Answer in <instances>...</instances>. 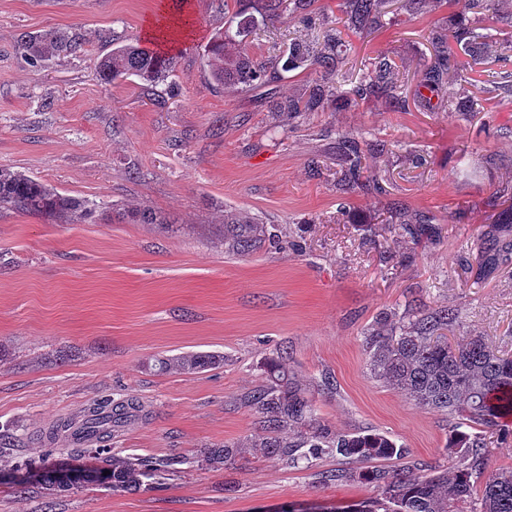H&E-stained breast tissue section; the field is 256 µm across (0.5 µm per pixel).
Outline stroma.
<instances>
[{"label":"stroma","mask_w":512,"mask_h":512,"mask_svg":"<svg viewBox=\"0 0 512 512\" xmlns=\"http://www.w3.org/2000/svg\"><path fill=\"white\" fill-rule=\"evenodd\" d=\"M180 6L194 27L176 59V96L158 105L136 78L97 79L113 37H143L146 23ZM449 14L404 13L351 38L353 75L387 53L414 91L429 31ZM223 26L215 0H0V165L99 206L92 224L0 212V432L14 437L0 450V512H359L371 485L319 481L347 468L339 456L187 469L134 494L89 485L51 496L37 485L20 498L12 482L41 455L37 435L105 398L140 408L111 441L120 456L164 459L257 436L241 399L265 384V362L282 349L294 382L315 392L321 423L387 434L410 461L446 468L448 416L371 375L365 329L417 296L461 309L454 341L481 335L512 355V264L485 267L479 253L485 238L512 240V226L492 223L485 206L512 185V91L486 96L492 133L441 106L394 111L381 101L279 118L211 79L202 54ZM66 28L83 35L81 54L36 69L16 46L20 34ZM298 37L316 35L278 19L249 36L247 51L267 60ZM341 130L390 143L365 160L381 172L384 195L337 190ZM315 156L318 176L308 167ZM394 201L428 215L437 240L389 229ZM139 208L165 224L112 219ZM230 208L277 225L283 248L225 254L220 215ZM365 223L375 243L364 242ZM386 251L406 263L386 265ZM196 352L220 361L198 373L154 367ZM327 378L334 386L325 391ZM484 435L483 478L512 470V419Z\"/></svg>","instance_id":"1"}]
</instances>
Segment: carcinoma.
I'll use <instances>...</instances> for the list:
<instances>
[{"label": "carcinoma", "instance_id": "carcinoma-1", "mask_svg": "<svg viewBox=\"0 0 512 512\" xmlns=\"http://www.w3.org/2000/svg\"><path fill=\"white\" fill-rule=\"evenodd\" d=\"M236 10L224 7V29L217 31L204 49L209 74L214 82L229 90L262 88L261 105L276 116L325 112L338 103L355 107L372 98L390 107H403L407 97L400 93L399 65L389 55H380L369 63L366 72L353 78L346 66L344 32L368 38L388 14L392 0H339L340 17L336 25L326 27L317 22V0H234ZM496 0H403V8L418 13L450 3L458 5L452 23L430 32L432 47L420 88L414 101L426 107L432 98L448 101V111L475 116L484 111L480 99L457 88L460 75L452 64L450 44L460 47L470 71L483 64L487 44L497 42L504 58L512 57V38L483 25V11L495 6ZM297 18L306 28L319 27L317 41L310 45L297 41L288 52L269 60H258L244 52L248 37L272 18ZM81 34L72 30H53L40 34L23 33L17 47L30 65L37 68L53 57L71 56L83 48ZM135 40L117 47L103 57L97 77L109 84L135 77L157 87L168 84L176 56ZM312 69L315 77L297 96H281L277 89L283 73ZM352 83L345 91L343 86ZM387 144L363 136L336 133V159L339 162L338 189H358L365 194H381V178L363 165L366 155H382ZM504 205L502 195L494 193L488 207L498 211L497 224H512V204ZM99 205L70 196L21 172L0 166V211H17L43 216L55 224H88L95 218ZM121 221L136 224H160L162 220L150 210L118 214ZM390 223L413 238L434 234V227L423 214L394 207ZM224 251L246 255L257 250L275 234L262 220L242 210L224 212ZM484 262L493 264L512 255V244L486 239L481 244ZM461 325V312L453 305L430 306L418 299L405 303L402 313L383 312L365 333L368 366L371 374L387 386L406 392L418 405L458 417L448 431L446 449L457 459V466L418 474L400 465L394 469L374 467L359 473L331 470L321 473L322 483L356 478L371 485L375 496L359 512H512V470L488 480L474 491L472 478L486 466V444L478 427H493L504 416L512 415V356L494 349L483 336L473 335L451 344L448 334ZM217 362L216 356L187 353L174 358H158L160 372L202 371ZM267 383L245 396L265 433L262 443L266 455L287 465L304 460L312 463L326 455H339L352 462L374 460L401 461L408 451L385 434L360 431L336 433L320 423L312 399L298 388L288 374V358L278 355L266 363ZM136 412L134 404L110 398L90 408L74 421L65 419L52 426L42 442L50 446L56 435L92 436L95 448L85 453L102 456L103 466L79 475L70 483L61 482L53 464L54 449L42 456L39 465L27 470L38 473L51 493L79 489L86 484L133 493L148 486L146 480L178 466L220 469L226 463L248 462L253 446L239 441L218 448H207L191 458L167 459L120 457L100 444L108 442L122 424Z\"/></svg>", "mask_w": 512, "mask_h": 512}]
</instances>
